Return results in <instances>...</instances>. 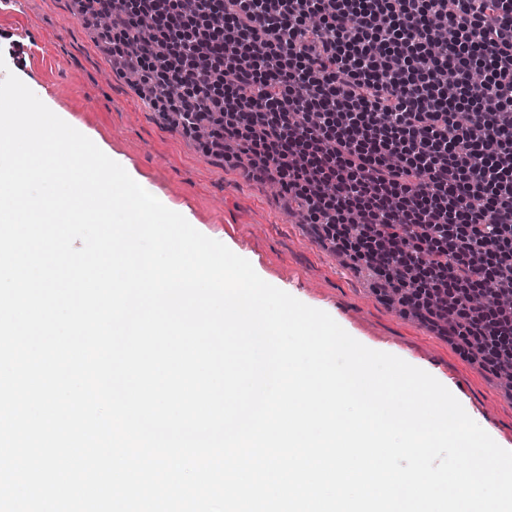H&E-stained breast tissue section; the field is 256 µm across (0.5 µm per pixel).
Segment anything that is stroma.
<instances>
[{
	"mask_svg": "<svg viewBox=\"0 0 512 512\" xmlns=\"http://www.w3.org/2000/svg\"><path fill=\"white\" fill-rule=\"evenodd\" d=\"M24 31L40 52L21 46ZM0 56L47 107L167 208L189 213L196 230L247 259L267 283L330 314L364 346L433 374L497 444L512 450V389L382 301L368 275L348 268L310 225L289 218L287 201L268 185L246 180L164 126L113 67L75 0H23L20 12L0 13Z\"/></svg>",
	"mask_w": 512,
	"mask_h": 512,
	"instance_id": "35a3bbf8",
	"label": "stroma"
}]
</instances>
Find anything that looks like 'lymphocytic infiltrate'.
Instances as JSON below:
<instances>
[{
  "instance_id": "obj_1",
  "label": "lymphocytic infiltrate",
  "mask_w": 512,
  "mask_h": 512,
  "mask_svg": "<svg viewBox=\"0 0 512 512\" xmlns=\"http://www.w3.org/2000/svg\"><path fill=\"white\" fill-rule=\"evenodd\" d=\"M92 2L156 109L512 383V0Z\"/></svg>"
}]
</instances>
